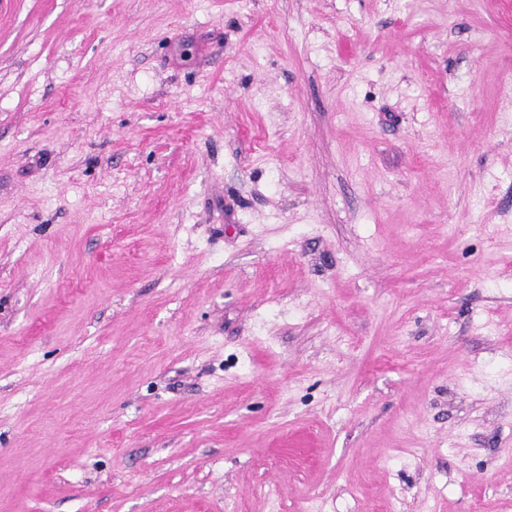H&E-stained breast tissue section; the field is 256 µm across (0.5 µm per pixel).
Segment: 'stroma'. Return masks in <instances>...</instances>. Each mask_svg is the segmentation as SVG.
<instances>
[{"instance_id":"obj_1","label":"stroma","mask_w":512,"mask_h":512,"mask_svg":"<svg viewBox=\"0 0 512 512\" xmlns=\"http://www.w3.org/2000/svg\"><path fill=\"white\" fill-rule=\"evenodd\" d=\"M0 512H512V0H0Z\"/></svg>"}]
</instances>
